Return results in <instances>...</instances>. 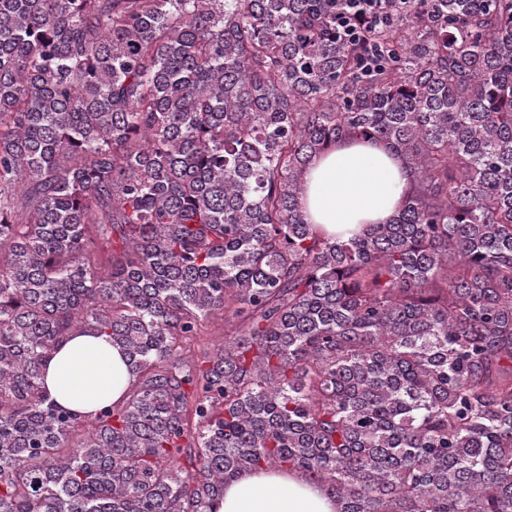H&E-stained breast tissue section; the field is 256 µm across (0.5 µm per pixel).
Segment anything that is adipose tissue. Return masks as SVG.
Instances as JSON below:
<instances>
[{"instance_id":"1","label":"adipose tissue","mask_w":512,"mask_h":512,"mask_svg":"<svg viewBox=\"0 0 512 512\" xmlns=\"http://www.w3.org/2000/svg\"><path fill=\"white\" fill-rule=\"evenodd\" d=\"M408 183L401 160L385 145L344 140L311 159L300 205L309 223L345 239L360 225L388 223ZM132 380L121 348L84 335L64 341L44 376L50 395L83 415L118 402ZM215 512H338V505L298 472L252 470L225 485Z\"/></svg>"}]
</instances>
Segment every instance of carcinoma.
I'll return each mask as SVG.
<instances>
[{
  "mask_svg": "<svg viewBox=\"0 0 512 512\" xmlns=\"http://www.w3.org/2000/svg\"><path fill=\"white\" fill-rule=\"evenodd\" d=\"M336 2L0 0V512H214L253 469L512 512V0H385L357 39ZM349 138L411 180L343 240L299 199ZM73 334L135 375L92 417L43 387ZM235 330V324H224V319L221 316L208 319L203 328L204 336L200 337L202 346L210 349V351L217 350L224 346V339L230 338Z\"/></svg>",
  "mask_w": 512,
  "mask_h": 512,
  "instance_id": "1",
  "label": "carcinoma"
}]
</instances>
